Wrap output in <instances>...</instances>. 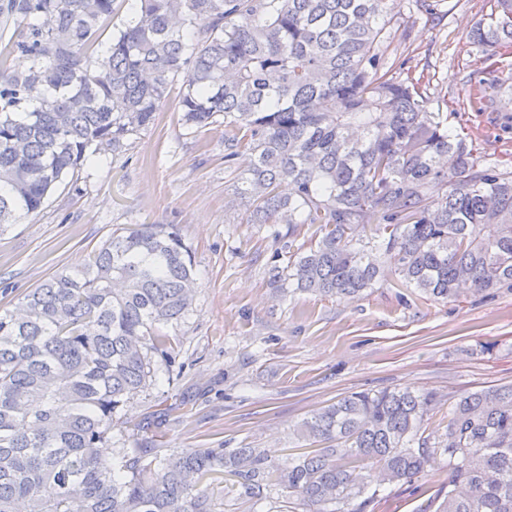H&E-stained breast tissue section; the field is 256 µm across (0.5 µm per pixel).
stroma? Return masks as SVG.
<instances>
[{
  "label": "stroma",
  "mask_w": 512,
  "mask_h": 512,
  "mask_svg": "<svg viewBox=\"0 0 512 512\" xmlns=\"http://www.w3.org/2000/svg\"><path fill=\"white\" fill-rule=\"evenodd\" d=\"M489 11L487 0H398L384 37L399 79H428L427 107L449 135L464 138L480 165L511 172L512 48L469 38ZM487 64L504 85L493 114L464 105L469 75ZM181 89L173 82L155 125L97 155L0 234L2 309L120 228L173 224L193 252L192 307L166 328L184 368H157L127 404L108 454L249 447L284 470L306 446L295 426L345 393L410 386L457 397L512 384V293L402 301L386 276L355 298L278 292L270 271L288 262V227L248 223L240 173L224 166V129H186ZM447 488L439 458L413 485L390 486L375 512H428Z\"/></svg>",
  "instance_id": "1"
}]
</instances>
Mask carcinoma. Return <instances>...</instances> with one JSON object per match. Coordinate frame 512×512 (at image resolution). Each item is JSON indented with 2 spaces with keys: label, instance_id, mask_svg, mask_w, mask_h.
Listing matches in <instances>:
<instances>
[{
  "label": "carcinoma",
  "instance_id": "cac0c4a2",
  "mask_svg": "<svg viewBox=\"0 0 512 512\" xmlns=\"http://www.w3.org/2000/svg\"><path fill=\"white\" fill-rule=\"evenodd\" d=\"M471 31L512 46V0H489ZM397 0H140L99 51L118 0H0V233L39 210L92 156L154 124L184 75L181 121L224 126L243 166L251 223L288 225L272 281L322 297L393 287L436 299L512 292V174L481 167L427 108L421 82L392 75L383 37ZM29 60L25 71L13 57ZM480 77L468 89L492 112ZM283 183L293 192L283 195ZM317 226L300 240L301 227ZM375 225L380 239L357 234ZM193 262L171 224L115 232L0 311V512H220L213 485L258 501L273 485L305 512H366L386 486L448 461L436 512H512V385L457 399L411 387L352 392L296 430L325 447L274 470L255 448L154 449L115 457L128 400L175 349L162 327L192 305ZM443 412L444 433L426 434Z\"/></svg>",
  "mask_w": 512,
  "mask_h": 512
}]
</instances>
